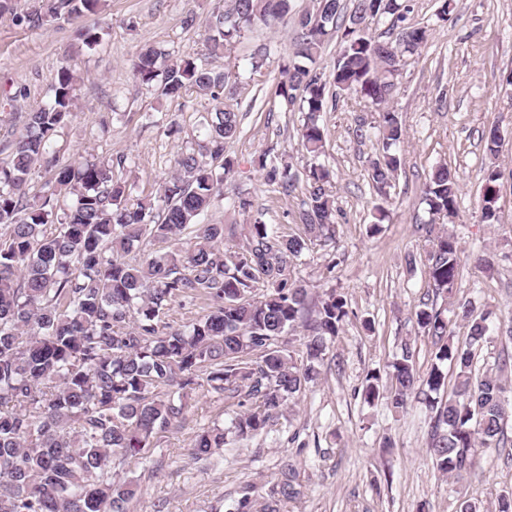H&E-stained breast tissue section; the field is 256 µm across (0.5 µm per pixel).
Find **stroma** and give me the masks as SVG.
<instances>
[{
  "instance_id": "stroma-1",
  "label": "stroma",
  "mask_w": 512,
  "mask_h": 512,
  "mask_svg": "<svg viewBox=\"0 0 512 512\" xmlns=\"http://www.w3.org/2000/svg\"><path fill=\"white\" fill-rule=\"evenodd\" d=\"M411 22L427 27V45L407 57L397 77L393 106L403 139L395 151L402 164L387 201L372 189L369 165L382 154V140L357 138L359 123L374 114L360 99L340 96L335 111L324 113L322 163L332 171L337 233L328 245L313 248L291 271L309 301L334 290L347 300L344 330L287 420L268 433L195 458L194 439L202 428L230 425L236 407L201 384L186 397V419L158 434L156 446L132 458L124 477L140 495L128 512H235L242 496L256 504L269 500L286 463L299 471L301 495L282 503L281 512H455L459 500L477 512H493L500 495L512 492V446L481 454V467L459 483L443 475L426 456L429 412L414 400L397 413L386 400L367 404L362 389L368 373L386 365L411 345L420 373L430 366V344L419 333L415 313L429 290L425 275L428 221L423 190L437 165L455 173L460 191L453 219L461 248V296L489 305L490 341L480 361L512 354V342L499 329L512 319V138L497 159L503 174L498 200L500 219L481 221L478 197L489 158L481 133L491 124L512 127V0H454L446 26H439V0H412ZM36 0H0V139L10 138L19 116L52 104L54 79L62 60L77 78L72 114L54 138L60 163H129L123 172L130 202L158 198L175 172L177 154L196 148L215 104L189 91L158 98L155 89L132 79L129 59L144 46L182 55L200 51L206 22L223 10L224 0H102L97 20L102 40L80 48L77 24L64 21L30 29L17 17ZM197 24L185 28L186 15ZM270 47L260 85L239 89L240 133L229 144L238 161L233 181L224 186L203 224L242 226L262 214L282 235H300L303 194H280L255 161L259 154L289 163L304 175L310 157L298 130L299 112L271 109L269 97L293 58V29L254 26L228 57L211 59L218 70L247 73L251 56ZM252 202L250 214L235 212L237 195ZM388 218L377 235L367 229L377 205ZM489 260L479 266L478 258Z\"/></svg>"
}]
</instances>
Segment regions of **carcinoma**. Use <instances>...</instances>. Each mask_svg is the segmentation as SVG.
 Listing matches in <instances>:
<instances>
[{
	"mask_svg": "<svg viewBox=\"0 0 512 512\" xmlns=\"http://www.w3.org/2000/svg\"><path fill=\"white\" fill-rule=\"evenodd\" d=\"M99 0H39L18 17L30 29L49 21H76L97 11ZM411 0H313L294 20L296 61L284 70L275 94L287 107L307 113L301 141L312 157L325 144L315 114L333 109L337 92L314 66L330 34L341 33L336 63L338 92L368 101L377 112L373 129L384 153L371 164L373 188L391 187L400 167L390 147L403 130L392 106L395 77L405 56L427 41V30L408 23ZM289 0H225L224 13L211 17L201 56L184 54L159 64L164 53L145 46L130 59L132 77L160 83L175 97L193 90L220 104L203 144L175 159L176 172L163 186L165 208L127 202V184L114 177L126 158L113 162L63 165L52 189L30 202L27 176L47 161L58 129L71 113L75 78L63 65L56 73L54 101L27 113L13 141L4 145L10 160L0 166V512H126L139 494L132 480L118 478L128 460L153 446L156 436L183 420V391L205 376L210 390L241 408L233 419L241 437L261 433L318 374L348 316L346 300L330 291L309 305L307 289L293 281L290 268L314 246L332 239L334 207L331 173L313 163L304 182L289 165L277 166L263 154L257 166L268 184L290 196L305 194L300 220L303 236H277L259 218L246 225L245 242L224 256V225L199 224L198 217L223 192L237 161L227 146L239 134V76L205 63L229 55L254 25L285 21ZM388 23L389 39L372 27ZM78 37L92 48L102 39L96 24L81 25ZM506 132L495 123L482 132L490 159L498 157ZM501 170L490 164L480 190L481 218L498 221ZM459 183L448 166H437L426 183L430 224L425 274L432 293L448 299L453 317L467 322L469 345L453 340L443 310L421 308L416 325L431 343L426 377L415 353L403 349L387 365L386 399L406 409L420 387L439 393L450 368L455 384L446 398L429 400L427 454L432 464L457 480L480 462L479 450L503 448L512 416L507 360L479 371L474 346L487 342L486 316L458 297L460 244L435 223L454 216ZM190 229L194 244L132 264L125 260L147 239L166 241ZM266 292L254 294L256 284ZM203 297L209 311L186 329L160 330V316L180 297ZM307 336L294 353L278 345L297 327ZM220 427L196 435L193 453L208 456L224 447ZM276 494L300 495L297 468H282Z\"/></svg>",
	"mask_w": 512,
	"mask_h": 512,
	"instance_id": "cac0c4a2",
	"label": "carcinoma"
}]
</instances>
